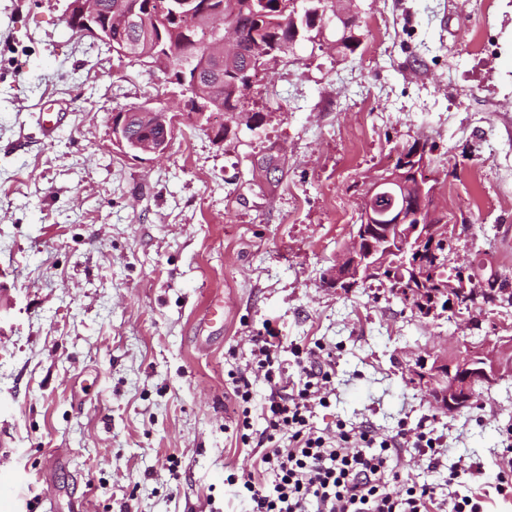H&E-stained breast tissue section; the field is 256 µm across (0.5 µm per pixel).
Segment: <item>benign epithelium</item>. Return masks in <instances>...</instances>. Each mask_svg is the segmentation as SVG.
<instances>
[{"label":"benign epithelium","instance_id":"benign-epithelium-1","mask_svg":"<svg viewBox=\"0 0 512 512\" xmlns=\"http://www.w3.org/2000/svg\"><path fill=\"white\" fill-rule=\"evenodd\" d=\"M97 0H72L67 15L82 18L81 33L96 40L112 42V29H121L133 22L132 15L123 12L117 17L108 16L106 29L98 27ZM336 29L342 37L336 47H342V39L353 35L357 15L333 11ZM203 16L197 9V0H171L168 8L153 14L155 29L183 17L196 20ZM185 42L191 49L200 44L208 46L205 54L193 57L208 72L209 82L196 85L194 90L183 92L180 111L203 117L214 104L216 87L224 79V52L236 47L235 28L209 22L205 39H198L195 27H189ZM158 123L164 128L174 125L173 118L163 107L154 105L151 99L140 105L138 112H115L112 128L120 130L137 120ZM425 160L421 149L400 153V161L385 170L370 184L363 196L360 208V224L352 232L351 245L336 258V264L327 275L330 287L345 290L369 280L383 279L391 290L424 317L435 312L428 304L427 291L418 287L425 280L426 269L420 267V257L434 250L437 242L450 240L456 235V227L445 223L435 209L436 187L429 184L424 173ZM444 279L441 288L448 289V310L456 312L463 307V300L495 285L500 275L489 263L477 265L472 261L461 269L454 268ZM512 370V341L497 347L475 350L467 359L448 357L447 352H430L408 365L407 380L422 390L432 406L445 414L454 415L472 407L476 387L492 385L499 376Z\"/></svg>","mask_w":512,"mask_h":512}]
</instances>
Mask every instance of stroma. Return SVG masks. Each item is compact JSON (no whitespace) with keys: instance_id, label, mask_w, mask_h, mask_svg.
Returning a JSON list of instances; mask_svg holds the SVG:
<instances>
[{"instance_id":"1","label":"stroma","mask_w":512,"mask_h":512,"mask_svg":"<svg viewBox=\"0 0 512 512\" xmlns=\"http://www.w3.org/2000/svg\"><path fill=\"white\" fill-rule=\"evenodd\" d=\"M68 0H0V512H239L224 480L252 469L231 379L252 424L270 393L254 336L280 358L323 345L335 390L317 427L425 426L459 494L496 491L512 430V374L448 416L408 383L428 350L465 356L512 337V306L424 318L388 285L325 284L363 194L399 152L425 147L435 207L457 227L449 266L482 257L512 280V0H354L357 49L335 28L256 76L257 129L226 139L178 111L167 75L72 32ZM163 95L176 132L160 159L124 152L114 112ZM62 115L54 137L38 116ZM224 305L222 323L201 312ZM232 384V395L239 408H241L237 427L240 431L250 430V426H252L249 421L251 411L245 404H249L252 401L251 383L247 377L239 375L233 378Z\"/></svg>"}]
</instances>
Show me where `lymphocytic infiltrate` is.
I'll return each mask as SVG.
<instances>
[{"label": "lymphocytic infiltrate", "mask_w": 512, "mask_h": 512, "mask_svg": "<svg viewBox=\"0 0 512 512\" xmlns=\"http://www.w3.org/2000/svg\"><path fill=\"white\" fill-rule=\"evenodd\" d=\"M251 366L263 372L270 393L261 412L265 426L250 436L251 383L232 380V394L241 408L237 423L243 441H255L258 473L247 478L229 474L227 485L244 506L243 512H482L475 496L438 497L435 483L401 479L391 461L402 449L428 455L433 472L456 485L462 471L445 466L431 433L398 425L394 434L379 435L369 424L355 427L336 421L334 427L313 425L316 406L325 404L335 376V364L321 352L308 350L298 379L283 377L277 360L281 340L275 334L254 339ZM400 491H391L393 482Z\"/></svg>", "instance_id": "lymphocytic-infiltrate-1"}]
</instances>
